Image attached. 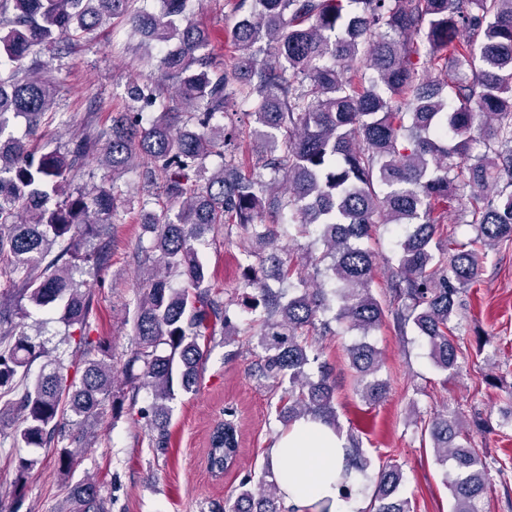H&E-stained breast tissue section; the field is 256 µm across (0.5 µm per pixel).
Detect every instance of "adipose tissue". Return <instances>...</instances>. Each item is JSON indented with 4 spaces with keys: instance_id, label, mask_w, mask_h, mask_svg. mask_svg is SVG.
Listing matches in <instances>:
<instances>
[{
    "instance_id": "ef3b65f1",
    "label": "adipose tissue",
    "mask_w": 512,
    "mask_h": 512,
    "mask_svg": "<svg viewBox=\"0 0 512 512\" xmlns=\"http://www.w3.org/2000/svg\"><path fill=\"white\" fill-rule=\"evenodd\" d=\"M281 498L291 512H311L324 504L328 512H352L336 485L344 458V442L318 420L303 419L280 435L272 448Z\"/></svg>"
}]
</instances>
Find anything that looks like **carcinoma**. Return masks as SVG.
Wrapping results in <instances>:
<instances>
[{
  "mask_svg": "<svg viewBox=\"0 0 512 512\" xmlns=\"http://www.w3.org/2000/svg\"><path fill=\"white\" fill-rule=\"evenodd\" d=\"M133 2L0 0V436L14 448L56 449L59 472L71 474L76 458L63 441L86 447L84 425L114 397L120 373L118 410L151 419L152 447L167 448L168 403L196 391L207 358L200 340L218 324L224 343L238 334V313L212 291L196 247L210 233L229 236L232 224L246 255L261 261L243 268L242 311L262 349L252 375L282 390L283 425L311 417L341 434L333 368L309 373L319 359L309 338L330 333L333 320L360 333L345 355L367 405L389 391L368 341L389 319L401 334L413 328L435 367L456 375L460 294L490 251L512 243V0H234L225 59L204 52L208 34L189 20L197 0H160L157 12ZM105 16L126 18L139 44L161 48L158 68L174 94L134 82L112 130L86 125L61 149H31L14 133L18 121L31 134L71 122L55 110L61 84L46 78L43 57L62 69L74 40ZM241 114L254 118L251 136L264 149L255 163L232 121ZM90 156L112 180L71 189ZM136 165L153 187L139 202L149 233L141 263L151 271L119 369L112 343L90 336L91 295L72 270L106 264L125 205L117 181ZM458 210L475 232L467 243L445 227ZM377 224L406 226L387 301L372 293L375 256L362 245ZM284 225L314 236L321 252L285 254ZM310 268L328 281L306 287ZM261 269L281 287L266 286ZM30 307L59 315L70 352L26 333ZM143 390L151 402L140 407ZM225 416L208 454L216 471L239 451L234 412ZM420 429L449 465L452 512H481L491 467L459 413L445 408ZM37 464L16 457L14 488ZM370 467L348 433L342 493L369 482L363 512H412L399 495L402 468ZM68 503L66 512H107L90 478L72 485ZM224 512H285L277 480L244 479Z\"/></svg>",
  "mask_w": 512,
  "mask_h": 512,
  "instance_id": "obj_1",
  "label": "carcinoma"
}]
</instances>
